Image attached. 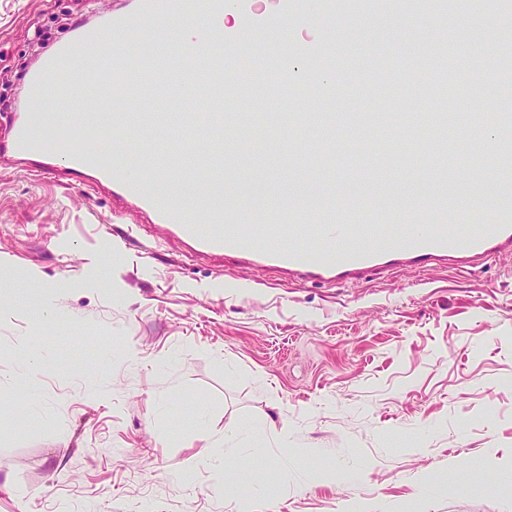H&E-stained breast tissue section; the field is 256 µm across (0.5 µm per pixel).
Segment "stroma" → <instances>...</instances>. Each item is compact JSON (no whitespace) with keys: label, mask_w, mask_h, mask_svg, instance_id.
<instances>
[{"label":"stroma","mask_w":512,"mask_h":512,"mask_svg":"<svg viewBox=\"0 0 512 512\" xmlns=\"http://www.w3.org/2000/svg\"><path fill=\"white\" fill-rule=\"evenodd\" d=\"M442 3L440 27L409 0H301L287 66H266L282 97L256 89L235 105L334 114L339 185L414 178L420 160L397 137L443 109L413 91L443 68L442 36L478 86L451 111L512 112V0ZM115 6L0 0V131L35 26L57 42ZM319 69L326 83L308 84ZM224 137L225 183L273 153L299 192L317 188V135L261 124ZM0 296V512H512V252L310 283L195 253L107 188L4 158ZM233 429L232 447L216 443Z\"/></svg>","instance_id":"obj_1"}]
</instances>
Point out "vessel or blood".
<instances>
[{"mask_svg": "<svg viewBox=\"0 0 512 512\" xmlns=\"http://www.w3.org/2000/svg\"><path fill=\"white\" fill-rule=\"evenodd\" d=\"M295 0H279L276 11H257L252 0H136L131 9L113 11L97 26L77 25L73 35L58 43L39 67L26 74L28 111L15 114L6 135L0 136V157L8 155L32 162L44 174L59 173L81 178L83 186H109L113 196L131 202L147 220L166 225L189 242L195 252H224L258 267H276L312 282H336L361 274L391 268H413L430 260L467 268L485 262L498 253L512 252V204L497 203V219L477 224L471 215L459 213L452 224H395L388 215L393 203L416 197L419 185L406 182L394 191L392 204L381 209V224H352L350 216L359 209L357 200L343 204L344 218L307 220L302 208H290V218L277 221L270 234L247 231L239 222L233 205L198 211L189 195L176 198L162 191V184L194 185L209 182L213 164L200 161L196 170H180L181 154H168L153 145L157 129L174 132L196 125L197 110L207 112L211 129L208 141L222 137V129L246 130L248 124L224 93V54L216 51L188 57L180 45H172L166 63L154 53L159 35L180 32L186 21L196 20L194 39L213 41L226 11L234 10L247 20L248 31L259 37L265 52H276L290 19L295 18ZM167 67L176 75L177 85L196 90L195 103L177 99L176 112L162 108L166 97L156 74ZM80 105L81 129L122 133L127 142L147 144L148 161L131 171L112 174L98 167L92 147L78 146L56 157L34 151L38 133L54 121L66 106ZM477 126L495 131L501 141L499 164L512 167V113H478ZM433 198L446 203L482 201L491 192L482 180L465 181L458 172L443 176L434 168L423 171ZM256 182L270 188L283 200L294 199L290 181L281 179L274 166L253 171ZM341 246L353 256L340 265H315L305 259L307 252Z\"/></svg>", "mask_w": 512, "mask_h": 512, "instance_id": "b4317fda", "label": "vessel or blood"}]
</instances>
